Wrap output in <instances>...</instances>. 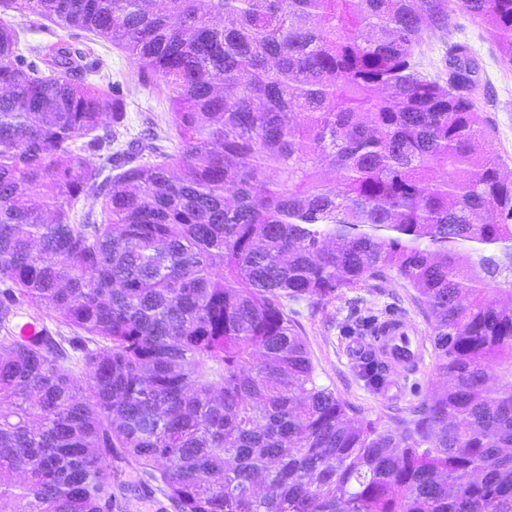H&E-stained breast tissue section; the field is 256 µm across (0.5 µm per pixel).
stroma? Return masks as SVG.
I'll return each mask as SVG.
<instances>
[{"label":"stroma","instance_id":"35a3bbf8","mask_svg":"<svg viewBox=\"0 0 512 512\" xmlns=\"http://www.w3.org/2000/svg\"><path fill=\"white\" fill-rule=\"evenodd\" d=\"M0 20L26 29L31 42L49 43L62 38L90 50L102 74L123 86L125 131L121 140L166 135L170 125L168 92L159 80L142 79L124 50L81 29L64 30L50 22L33 27L32 15L21 8L18 0H0ZM455 43L466 44L472 51L480 78L487 144L500 156L504 175L512 178V64L502 59L484 27L463 14L457 15L448 31L425 34L422 56L427 63H436ZM288 313L301 331L319 383L343 400L358 418L400 429L403 419L438 383L436 357L430 348L425 349L416 370L392 376L384 389L374 390L358 374L360 358L373 350L371 329L375 324L400 315L420 336L430 334L416 293L403 279L394 276L359 288H344L335 297L321 301H292ZM112 479L130 488L125 512H160L164 500L160 490L134 491L139 479L135 469L113 464Z\"/></svg>","mask_w":512,"mask_h":512}]
</instances>
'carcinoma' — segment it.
<instances>
[{
	"label": "carcinoma",
	"instance_id": "cac0c4a2",
	"mask_svg": "<svg viewBox=\"0 0 512 512\" xmlns=\"http://www.w3.org/2000/svg\"><path fill=\"white\" fill-rule=\"evenodd\" d=\"M22 5L161 81L178 150L119 142L90 53L0 20V503L122 512L118 460L174 512H512V180L468 47L420 55L460 13L512 64V0ZM390 275L444 378L400 432L318 382L285 304ZM25 307L54 327L14 336Z\"/></svg>",
	"mask_w": 512,
	"mask_h": 512
}]
</instances>
